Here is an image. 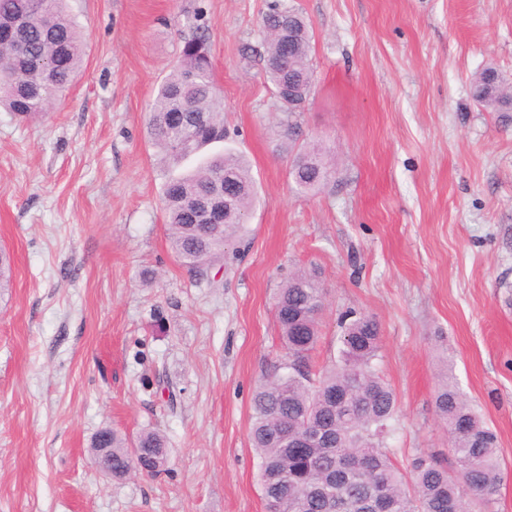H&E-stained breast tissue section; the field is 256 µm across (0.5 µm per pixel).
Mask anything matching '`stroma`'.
Wrapping results in <instances>:
<instances>
[{
  "instance_id": "35a3bbf8",
  "label": "stroma",
  "mask_w": 512,
  "mask_h": 512,
  "mask_svg": "<svg viewBox=\"0 0 512 512\" xmlns=\"http://www.w3.org/2000/svg\"><path fill=\"white\" fill-rule=\"evenodd\" d=\"M271 0H69L82 72L42 120L0 109V512H265L252 397L284 356L273 300L321 274L313 358L340 322L373 316L398 400L395 464H454L435 412V339L498 434L512 512V125L478 107L486 64L512 77V0H288L312 27L315 83L283 112L263 77ZM205 29L224 96V149L248 160L247 233L194 280L167 238L166 182L147 120L185 38ZM316 144L327 183L297 192ZM155 429L169 464L123 479L91 466L93 436ZM330 163L324 154L314 147H302L294 156L290 175L296 190L309 194L324 185L329 174Z\"/></svg>"
}]
</instances>
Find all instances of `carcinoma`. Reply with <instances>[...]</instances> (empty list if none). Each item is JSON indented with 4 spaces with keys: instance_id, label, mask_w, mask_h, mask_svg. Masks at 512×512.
<instances>
[{
    "instance_id": "1",
    "label": "carcinoma",
    "mask_w": 512,
    "mask_h": 512,
    "mask_svg": "<svg viewBox=\"0 0 512 512\" xmlns=\"http://www.w3.org/2000/svg\"><path fill=\"white\" fill-rule=\"evenodd\" d=\"M264 75L287 112L299 111L314 83L313 31L287 0H272L262 17ZM85 54L79 25L66 0H41L27 13V0H0V107L20 120L48 112L66 98ZM475 102L512 116V85L493 66L472 81ZM149 135L172 160L224 141V101L218 95L206 34L184 42L178 63L157 86L150 106ZM330 163L314 147L294 156L290 175L309 194L324 185ZM233 185L231 206L218 222L203 224L198 210L214 188ZM256 198L245 161L225 151L206 158L164 187L171 250L196 279L208 277L224 246L245 230ZM324 289L316 272L300 270L279 289L275 323L286 360L257 388L250 439L260 459L259 481L266 512H365L371 500L383 512H466V500L491 512L502 479L497 436L453 382L452 361L443 359L435 411L448 429L450 473L428 453L409 472L392 459L386 438L394 430L397 398L376 368L380 327L371 316L341 322L339 358L317 375L312 352L319 339ZM112 449V477L133 471L155 475L168 463L167 439L144 430L135 446L105 428L91 447Z\"/></svg>"
}]
</instances>
